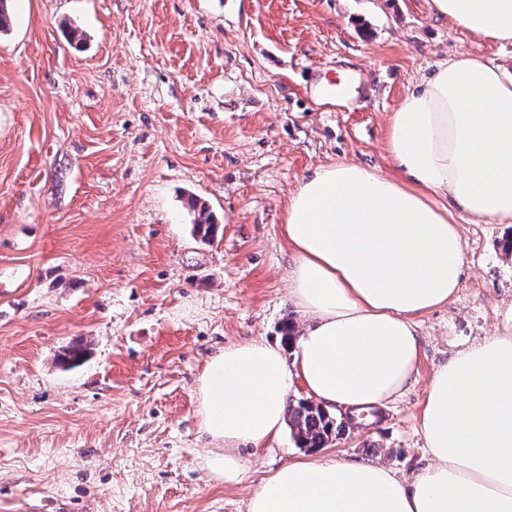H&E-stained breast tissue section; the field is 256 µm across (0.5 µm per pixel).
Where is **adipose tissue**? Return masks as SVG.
<instances>
[{"mask_svg": "<svg viewBox=\"0 0 512 512\" xmlns=\"http://www.w3.org/2000/svg\"><path fill=\"white\" fill-rule=\"evenodd\" d=\"M436 17L512 42V0H431ZM398 171L353 162L301 181L283 235L289 295L308 321L293 359L279 344L225 347L197 381L213 480L240 482V447L283 428L293 379L328 409L382 406L417 375L415 317L458 290L464 248L454 212L512 223V73L460 53L394 113ZM419 432L430 462L399 479L377 462L319 457L265 477L248 512H512V330L457 352L427 389Z\"/></svg>", "mask_w": 512, "mask_h": 512, "instance_id": "ef3b65f1", "label": "adipose tissue"}]
</instances>
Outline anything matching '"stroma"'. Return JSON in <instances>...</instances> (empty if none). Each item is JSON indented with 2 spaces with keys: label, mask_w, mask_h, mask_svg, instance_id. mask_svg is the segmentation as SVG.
<instances>
[{
  "label": "stroma",
  "mask_w": 512,
  "mask_h": 512,
  "mask_svg": "<svg viewBox=\"0 0 512 512\" xmlns=\"http://www.w3.org/2000/svg\"><path fill=\"white\" fill-rule=\"evenodd\" d=\"M0 32V512H247L301 457L290 429L211 480L195 390L210 357L300 323L288 198L323 165L394 173L390 120L439 63L512 71V44L430 0H7ZM362 71L360 97L311 71ZM221 226L192 232L189 198ZM459 289L416 319V381L323 452L411 476L435 369L512 318L511 224L455 213ZM75 365L58 355L75 344Z\"/></svg>",
  "instance_id": "obj_1"
}]
</instances>
